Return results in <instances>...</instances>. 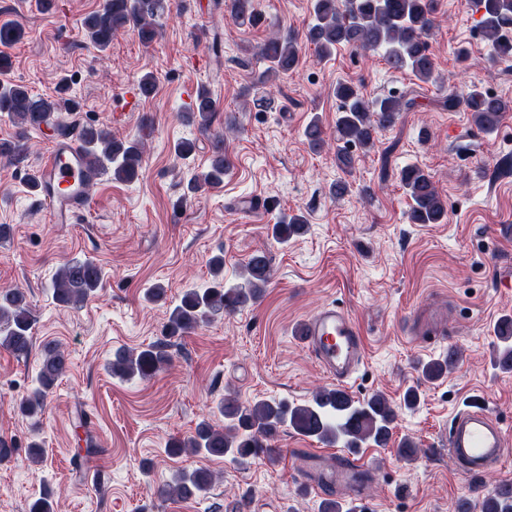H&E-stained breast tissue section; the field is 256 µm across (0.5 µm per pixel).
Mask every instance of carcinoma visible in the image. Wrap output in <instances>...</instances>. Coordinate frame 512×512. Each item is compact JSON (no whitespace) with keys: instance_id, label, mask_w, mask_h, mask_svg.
<instances>
[{"instance_id":"carcinoma-1","label":"carcinoma","mask_w":512,"mask_h":512,"mask_svg":"<svg viewBox=\"0 0 512 512\" xmlns=\"http://www.w3.org/2000/svg\"><path fill=\"white\" fill-rule=\"evenodd\" d=\"M480 13L478 30L496 63L512 62V0H473ZM170 0H104L101 8L84 21L86 42L104 50L120 32L132 31L146 45L161 37L158 17L170 9ZM229 20L240 26L260 21L255 0H228ZM314 19L305 33L307 43L321 57H328L340 46L363 51H381L388 65L410 72L417 80L428 83L434 78L433 54L428 37L436 26L435 0H314ZM301 44L298 35L289 30H276L256 48V63L261 65L253 75V86L273 84L293 71L298 63ZM340 102L336 113L337 166L347 172L354 165L349 146L370 148L374 135L393 126L403 112L417 107V95L411 89L397 95L365 97L361 88L351 82H340L335 89ZM437 104L450 112L471 113L474 124L491 133L500 125L505 113L512 111V101L494 96L472 86L467 92L449 93ZM75 104L58 97L49 100L33 93L22 84H6L0 88V113H5L17 128L14 141H0V157L18 159L25 150L24 139L31 131L40 130L44 117L53 112H72ZM216 100L212 93L200 89L188 118L207 131L216 118ZM60 137H75L82 145L92 167L112 173L118 182H132L143 169L150 122L142 124V134L118 139L94 123L56 121L51 125ZM309 146L323 147L324 131L319 117H313L304 129ZM227 161L224 157V135H215L212 156L206 169L192 176L187 184L191 193L218 189L224 184ZM398 179L405 189L410 206L407 218L412 224H442L448 216L447 201L439 193L432 176L417 165L400 169ZM307 220L302 214L282 218L272 225V237L280 243L306 233ZM244 285L224 287L217 281L207 288L186 290L169 313L166 339L140 351L120 350L114 354L112 373L143 380L153 377L172 360V349L181 346L186 334L207 324L217 315H232L260 299L271 278L270 259L264 251L253 253L245 265ZM104 271L92 260H70L53 279V297L64 306H77L86 301L100 286ZM32 315L25 293L17 288L0 289V346L16 358H27L34 343L31 336ZM500 341L496 364L512 372V316L504 317L497 326ZM459 353L452 350L443 358L418 363L421 379L433 383L454 366ZM67 358L54 344L40 350L39 383L20 409L31 413L43 405L48 391L66 372ZM224 425L208 421L199 423L192 436L170 441L166 450L172 455L205 453L213 457L233 456L244 460L259 454L273 462L282 449L273 441L280 432L315 438L325 444L344 443L346 448L372 444L386 447L392 438L396 410L382 394L375 393L363 401L354 400L347 392L335 388L317 390L307 404H290L286 400H257L243 405L224 397L217 406ZM215 482L213 474L196 468L178 474L172 483L161 488L160 495L186 500L203 495ZM482 512H512V489L495 486L482 501Z\"/></svg>"}]
</instances>
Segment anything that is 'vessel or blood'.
Returning <instances> with one entry per match:
<instances>
[{"label":"vessel or blood","mask_w":512,"mask_h":512,"mask_svg":"<svg viewBox=\"0 0 512 512\" xmlns=\"http://www.w3.org/2000/svg\"><path fill=\"white\" fill-rule=\"evenodd\" d=\"M33 178L51 223L70 224L86 206L88 184L95 175L87 168L77 140L60 138L52 141L48 157L35 169ZM297 334L303 347L338 387H345L364 363L362 331L340 305L322 306L302 321ZM445 443L449 456L470 476L483 474L512 448V440L499 418L484 408L454 413ZM366 469L364 462L346 454L332 466L319 467L313 486L319 490L338 486L355 489Z\"/></svg>","instance_id":"1"}]
</instances>
